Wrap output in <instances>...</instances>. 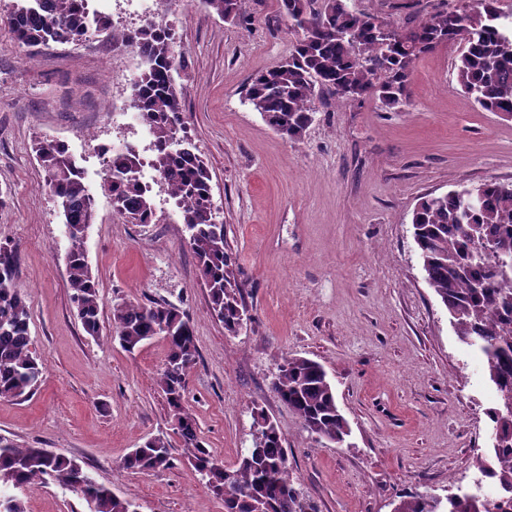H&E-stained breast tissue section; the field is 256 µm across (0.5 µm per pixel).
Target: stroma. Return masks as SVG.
Wrapping results in <instances>:
<instances>
[{"instance_id":"stroma-1","label":"stroma","mask_w":512,"mask_h":512,"mask_svg":"<svg viewBox=\"0 0 512 512\" xmlns=\"http://www.w3.org/2000/svg\"><path fill=\"white\" fill-rule=\"evenodd\" d=\"M355 5L403 27L429 17L438 0ZM246 6V26L224 22L202 0H164L150 13L133 0L105 7L116 29L154 21L175 31L188 136L210 170L215 220L226 227L250 316L235 336L212 313L163 187L153 188L155 224L126 222L104 190L97 145H131L143 156L150 146L125 113L137 75L132 48L94 33L29 56L0 21V243L18 246L14 286L30 308L42 369L30 397L0 400V436L76 459L137 512H224L184 462L156 384L164 342L128 352L108 329L116 304L165 302L194 325L199 358L186 400L225 466L250 445L261 408L315 512H394L407 493L471 486L476 449L492 445L485 411L494 392L424 279L411 215L427 193L511 182L512 120L478 111L462 93L461 46L450 43L416 61L405 111L325 95L303 139L287 141L246 103L245 88L288 56L295 37L277 0ZM43 137L68 145L96 201L86 237L103 326L96 338L71 302L65 228L34 152ZM294 356L325 367L351 428L348 447L317 439L274 393L278 363ZM157 435L172 445L171 468H121ZM19 497L24 512H88L56 483L29 485Z\"/></svg>"}]
</instances>
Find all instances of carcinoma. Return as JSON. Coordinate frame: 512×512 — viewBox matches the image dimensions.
<instances>
[{
  "label": "carcinoma",
  "instance_id": "carcinoma-1",
  "mask_svg": "<svg viewBox=\"0 0 512 512\" xmlns=\"http://www.w3.org/2000/svg\"><path fill=\"white\" fill-rule=\"evenodd\" d=\"M89 2L13 0L10 33L30 55L50 42L80 41L93 29L110 33L112 41L142 56L145 69L132 83L130 106L152 135L151 165L183 219L187 246L208 289L211 309L225 332L235 336L246 308L224 225L214 219L212 176L205 162L185 146L187 138L177 137L185 126L182 90L173 75L180 65L173 52L174 32L155 22L134 31L117 30L108 16L90 10ZM349 2L279 0L280 12L295 35L293 50L277 66L251 77L245 94L276 133L300 141L312 121L315 100L325 93L338 101L375 99L404 111L410 105L415 61L445 43L462 45L457 81L476 106L512 117V13L494 6V0H468L463 11L454 7V0H444L442 10L404 29ZM203 3L227 23L246 19L244 0ZM36 153L66 226L67 282L77 315L84 331L97 336L98 288L85 246L95 199L65 144L44 138ZM140 165V154L131 146L111 152L104 190L117 214L136 224H155L152 185L137 176ZM411 224L428 286L447 309L458 339L483 355L486 377L497 392L493 407L486 411L494 446L477 457L480 473L496 494L410 493L394 512H512V182L489 181L425 195L413 209ZM2 251L0 399H23L36 390L41 370L29 336L30 310L13 284L17 249L0 244ZM112 325L128 352L154 338L166 343L158 387L182 438L184 458L224 502V512H315L294 486L282 435L264 411L252 412L251 446L231 469L199 439L185 398L187 375L199 351L184 314L165 303H122L112 309ZM272 389L308 432L340 447L346 443L351 429L320 363L301 356L283 359ZM170 449L166 437H150L124 457L121 467L138 472L166 468L171 464ZM50 480L80 493L89 512H136L132 502L94 482L76 460L0 437V490H9V495H0V512H23L16 491Z\"/></svg>",
  "mask_w": 512,
  "mask_h": 512
}]
</instances>
